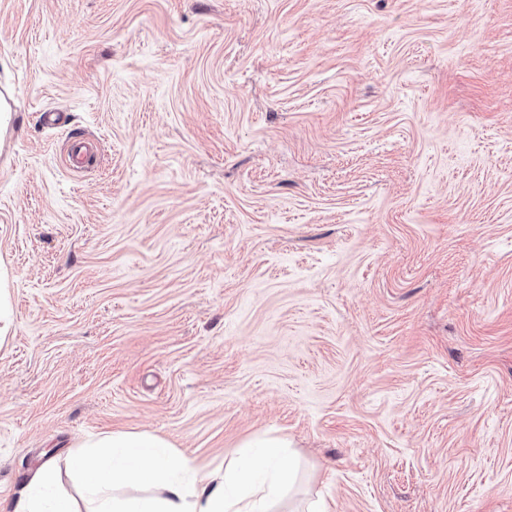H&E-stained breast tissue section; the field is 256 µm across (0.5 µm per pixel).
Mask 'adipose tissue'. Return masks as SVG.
I'll return each mask as SVG.
<instances>
[{"instance_id":"1","label":"adipose tissue","mask_w":512,"mask_h":512,"mask_svg":"<svg viewBox=\"0 0 512 512\" xmlns=\"http://www.w3.org/2000/svg\"><path fill=\"white\" fill-rule=\"evenodd\" d=\"M69 465L86 493L85 512H271L292 484L294 462L287 437L259 435L233 458L223 474L193 479V463L175 455L156 435L115 431L85 442ZM58 481L55 461L45 462L33 487L14 512H74L64 498L46 501ZM125 487H144L148 496H121Z\"/></svg>"}]
</instances>
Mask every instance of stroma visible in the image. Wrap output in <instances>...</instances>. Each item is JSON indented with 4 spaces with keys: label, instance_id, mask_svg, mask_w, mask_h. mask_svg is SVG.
<instances>
[{
    "label": "stroma",
    "instance_id": "1",
    "mask_svg": "<svg viewBox=\"0 0 512 512\" xmlns=\"http://www.w3.org/2000/svg\"><path fill=\"white\" fill-rule=\"evenodd\" d=\"M0 86V512L112 430L512 512V0H0Z\"/></svg>",
    "mask_w": 512,
    "mask_h": 512
}]
</instances>
